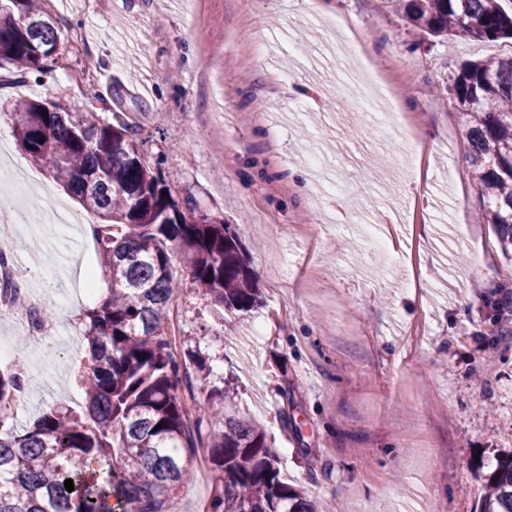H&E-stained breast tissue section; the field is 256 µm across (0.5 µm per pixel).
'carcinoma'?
I'll use <instances>...</instances> for the list:
<instances>
[{
	"label": "carcinoma",
	"instance_id": "1",
	"mask_svg": "<svg viewBox=\"0 0 512 512\" xmlns=\"http://www.w3.org/2000/svg\"><path fill=\"white\" fill-rule=\"evenodd\" d=\"M407 10L432 36L512 38V10L502 0H410ZM63 44L39 0H0V67L24 74ZM448 92L469 116L466 159L481 188L480 219L511 258L512 56L462 65ZM11 115L22 152L100 218L98 264L111 288L87 314L83 414L59 406L21 430L1 429L23 381L0 369V512H107L112 498L128 512H170L194 476L198 448L207 449L215 472L206 512H318L280 477L277 450L260 424L235 409V397L222 392L224 408H199L189 419L190 372L166 331L178 288L172 260L183 255L191 284L224 315L247 313L260 292L236 231L180 206L161 163L147 159L144 141L117 115L27 100L16 101ZM480 477V512H512V452Z\"/></svg>",
	"mask_w": 512,
	"mask_h": 512
}]
</instances>
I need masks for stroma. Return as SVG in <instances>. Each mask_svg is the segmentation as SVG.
<instances>
[{"instance_id": "1", "label": "stroma", "mask_w": 512, "mask_h": 512, "mask_svg": "<svg viewBox=\"0 0 512 512\" xmlns=\"http://www.w3.org/2000/svg\"><path fill=\"white\" fill-rule=\"evenodd\" d=\"M45 0L59 54L24 76L0 69V159L35 177L26 206L38 232L5 237L25 287L48 295L52 345L10 337L27 362L14 428L50 405L82 411L77 375L85 315L107 281L81 295L63 264L95 267V240L51 221L80 204L31 164L10 112L16 100L124 113L173 191L234 226L250 250L262 304L232 321L175 262L177 359L202 356L196 400L239 409L266 428L282 477L336 512H479L477 466L512 449V339L490 305L512 261L478 224L479 185L466 126L446 89L460 63L512 55V40L419 38L391 0ZM367 41L395 95L361 106L363 77L331 57L332 18ZM317 167H309L308 156ZM310 187L297 190L296 176ZM287 420H280V412ZM172 512H200L214 473L206 449Z\"/></svg>"}]
</instances>
